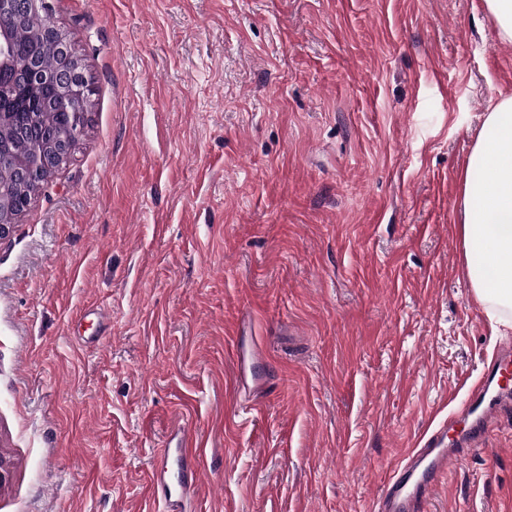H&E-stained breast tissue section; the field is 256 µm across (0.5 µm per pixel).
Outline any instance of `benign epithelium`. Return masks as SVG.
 Here are the masks:
<instances>
[{"mask_svg":"<svg viewBox=\"0 0 512 512\" xmlns=\"http://www.w3.org/2000/svg\"><path fill=\"white\" fill-rule=\"evenodd\" d=\"M44 5L43 0H0V16H19L31 13ZM43 37L59 45L60 66L54 71L51 80L59 87L60 96L52 103L58 111L76 117L86 116L89 100V82L85 77L79 61L67 51L68 44L55 21H49L43 30ZM24 78H39L41 68L39 60L27 58L18 60L13 42L0 38V70L5 65ZM13 112L0 106V154H4V143L15 147L24 146L32 141L47 144V149L36 155H18L14 157V179L17 183L28 186L38 192L45 181L46 173L53 169L57 160L69 150L68 138L49 132L42 127L13 122Z\"/></svg>","mask_w":512,"mask_h":512,"instance_id":"7a95c632","label":"benign epithelium"}]
</instances>
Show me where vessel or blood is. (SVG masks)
Here are the masks:
<instances>
[{"label": "vessel or blood", "instance_id": "b4317fda", "mask_svg": "<svg viewBox=\"0 0 512 512\" xmlns=\"http://www.w3.org/2000/svg\"><path fill=\"white\" fill-rule=\"evenodd\" d=\"M509 396L512 350L506 349L487 366L484 384L473 393L469 409L459 420L457 443L471 445L485 437L503 399ZM443 443V435L436 433L408 454L406 463L394 469L377 512H425L448 465ZM202 475L190 430L186 424L174 423L151 477L152 495L163 512H191Z\"/></svg>", "mask_w": 512, "mask_h": 512}]
</instances>
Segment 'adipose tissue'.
<instances>
[{
	"mask_svg": "<svg viewBox=\"0 0 512 512\" xmlns=\"http://www.w3.org/2000/svg\"><path fill=\"white\" fill-rule=\"evenodd\" d=\"M459 197L465 276L488 318L512 327V95L491 103Z\"/></svg>",
	"mask_w": 512,
	"mask_h": 512,
	"instance_id": "obj_1",
	"label": "adipose tissue"
}]
</instances>
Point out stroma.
<instances>
[{"instance_id":"1","label":"stroma","mask_w":512,"mask_h":512,"mask_svg":"<svg viewBox=\"0 0 512 512\" xmlns=\"http://www.w3.org/2000/svg\"><path fill=\"white\" fill-rule=\"evenodd\" d=\"M94 90L0 240V512H371L512 329L457 200L512 94L484 0H47ZM252 411L237 412V402ZM427 512H512V407ZM196 447L186 424L175 422L151 477L152 495L162 504V511L192 510L194 495L203 475Z\"/></svg>"}]
</instances>
